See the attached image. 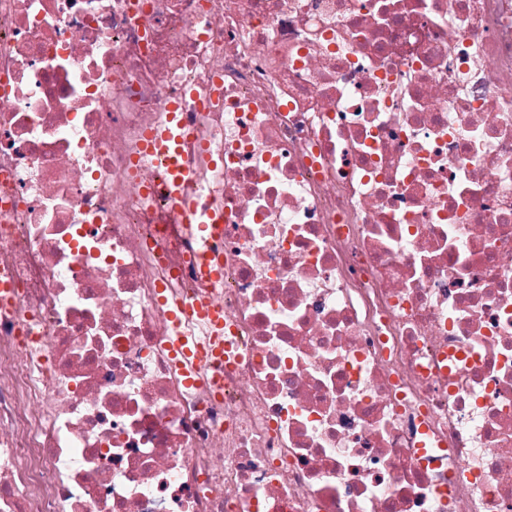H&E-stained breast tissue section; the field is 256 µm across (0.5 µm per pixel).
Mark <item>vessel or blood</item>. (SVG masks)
<instances>
[{"label":"vessel or blood","instance_id":"vessel-or-blood-1","mask_svg":"<svg viewBox=\"0 0 512 512\" xmlns=\"http://www.w3.org/2000/svg\"><path fill=\"white\" fill-rule=\"evenodd\" d=\"M181 110V102L168 103L162 126L146 133L142 143V152L162 160L166 170L163 189L169 200L176 206L182 223L195 233L214 239L224 233L223 214L203 210L196 201L187 197L183 192L185 184L193 179L194 174L180 161V146L183 141L192 136L191 131L178 118ZM196 266L204 276L212 281L219 282L224 278L223 264L209 251L203 250L197 253ZM190 313L197 314L212 325L214 334L208 352L216 363H223L225 350L223 309L206 302L191 307L175 302L169 305L167 311L170 321L175 325Z\"/></svg>","mask_w":512,"mask_h":512}]
</instances>
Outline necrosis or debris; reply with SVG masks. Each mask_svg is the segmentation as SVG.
I'll list each match as a JSON object with an SVG mask.
<instances>
[{
  "label": "necrosis or debris",
  "instance_id": "necrosis-or-debris-1",
  "mask_svg": "<svg viewBox=\"0 0 512 512\" xmlns=\"http://www.w3.org/2000/svg\"><path fill=\"white\" fill-rule=\"evenodd\" d=\"M2 274L0 512H512V0H0ZM179 112H182L180 101L168 103L163 125L146 133L142 154L162 160L166 170L163 189L179 211L182 223L195 233L214 239L224 234L223 213L203 210L183 192L185 184L193 179L194 174L181 163L180 146L183 141L192 138L193 134L178 120ZM197 269L207 278L214 282L224 280V266L215 256L206 250L196 255ZM189 313H195L197 316L206 319L214 328V336L210 341L208 348L209 354L215 359L216 363L223 364L224 358L227 360L228 356H224V350L229 352L230 348L227 344L224 345V310L207 302L197 303L194 306L186 307L179 303H172L168 307V318L172 322L173 327H176L181 319Z\"/></svg>",
  "mask_w": 512,
  "mask_h": 512
}]
</instances>
